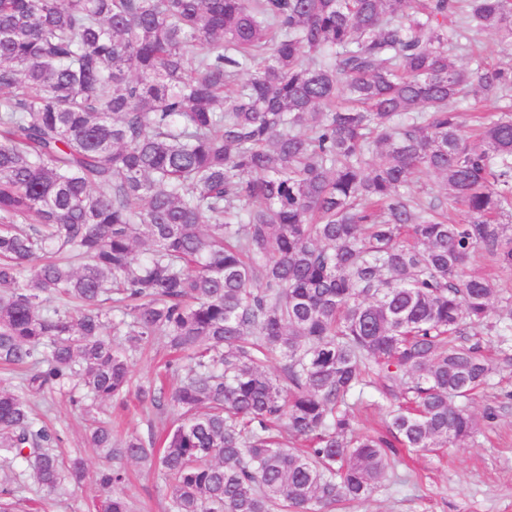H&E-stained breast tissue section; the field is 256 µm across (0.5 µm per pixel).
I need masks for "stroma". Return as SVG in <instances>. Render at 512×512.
Returning a JSON list of instances; mask_svg holds the SVG:
<instances>
[{
	"label": "stroma",
	"mask_w": 512,
	"mask_h": 512,
	"mask_svg": "<svg viewBox=\"0 0 512 512\" xmlns=\"http://www.w3.org/2000/svg\"><path fill=\"white\" fill-rule=\"evenodd\" d=\"M455 56L463 64L485 58L505 68L512 66V47H502L498 36L484 31L474 32L469 47ZM485 347L496 371L470 408L477 414L499 408L498 418L483 422L473 441L421 452L398 463L387 481L346 512H512V411L503 406L506 394L512 392V347L500 345L494 336L486 338ZM39 412L60 435L61 451L86 460L83 482L47 500L44 508L88 512L101 462L88 448L86 422L64 394L47 397ZM94 413L112 419L120 437L150 438L157 423L156 410L132 394L122 403H100ZM129 473L126 494L132 512H166L164 481L157 469L133 464Z\"/></svg>",
	"instance_id": "1"
}]
</instances>
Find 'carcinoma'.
I'll use <instances>...</instances> for the list:
<instances>
[{
  "mask_svg": "<svg viewBox=\"0 0 512 512\" xmlns=\"http://www.w3.org/2000/svg\"><path fill=\"white\" fill-rule=\"evenodd\" d=\"M475 30L511 46L512 0H0V456L81 483L32 399L134 387L178 416L159 450L94 421L98 512H130L127 462L168 512H335L472 439L494 367L462 330L512 311V110L469 138L452 108L512 91L448 54ZM109 329L163 337L177 383L133 385ZM370 387L383 435L354 428Z\"/></svg>",
  "mask_w": 512,
  "mask_h": 512,
  "instance_id": "carcinoma-1",
  "label": "carcinoma"
}]
</instances>
